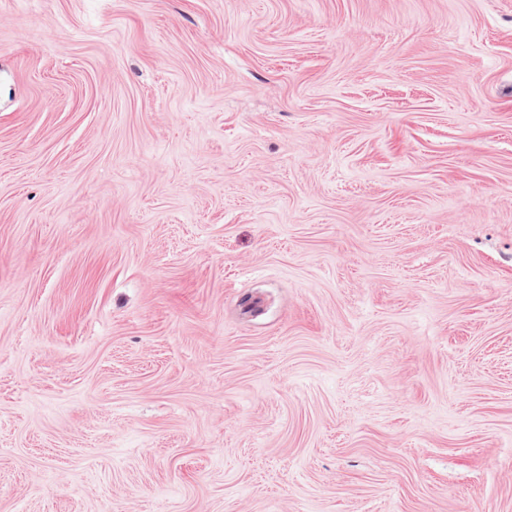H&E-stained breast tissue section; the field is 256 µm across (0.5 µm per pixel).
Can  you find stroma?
<instances>
[{
  "label": "stroma",
  "instance_id": "35a3bbf8",
  "mask_svg": "<svg viewBox=\"0 0 512 512\" xmlns=\"http://www.w3.org/2000/svg\"><path fill=\"white\" fill-rule=\"evenodd\" d=\"M0 512H512V0H0Z\"/></svg>",
  "mask_w": 512,
  "mask_h": 512
}]
</instances>
